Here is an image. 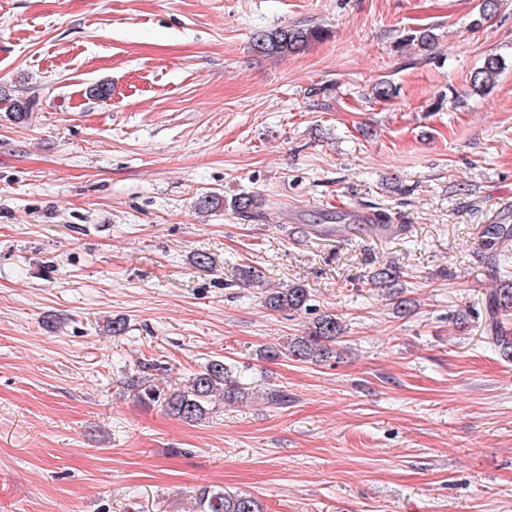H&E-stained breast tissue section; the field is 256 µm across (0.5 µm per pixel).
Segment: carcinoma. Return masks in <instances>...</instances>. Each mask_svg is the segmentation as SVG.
Returning <instances> with one entry per match:
<instances>
[{
    "label": "carcinoma",
    "instance_id": "1",
    "mask_svg": "<svg viewBox=\"0 0 512 512\" xmlns=\"http://www.w3.org/2000/svg\"><path fill=\"white\" fill-rule=\"evenodd\" d=\"M320 30L299 26L283 27L263 32L254 40L255 50L265 56L281 57L303 50L317 39ZM500 60L492 55L483 68L472 78L473 89L479 93L492 87L500 73ZM35 102H21L7 94L0 93V111L4 110L21 117H29L34 111ZM262 205V200L253 194H239L226 200L217 192L201 194L196 203L200 212L218 210L225 206L239 214H249ZM512 239V224H486L481 232V244L487 250L497 248L501 243ZM400 271L393 264L379 266L370 275V283L376 288L392 291L390 297L395 300L397 312L406 314L411 311L414 301L402 296L398 291ZM309 291L302 284L288 285L284 288L269 289L265 295V306L277 313L309 310ZM484 342L497 349L507 362L512 360V331L504 326L502 317L512 313V271H504L500 284L489 294L485 301ZM344 333L339 317L330 312L317 315L307 328L305 335L290 339L282 345H268L259 349L260 358L266 361H278L289 358L293 361H324L336 354L337 339ZM154 365L146 363L139 367L128 381L140 402L149 404L162 402L167 412L186 421L202 418L209 401L218 397L226 402H236L246 395V388L233 376V371L221 359L210 361L204 370L193 374L186 383L166 396L150 383ZM193 512H263L261 502L247 493L227 494L222 490L204 488L198 490Z\"/></svg>",
    "mask_w": 512,
    "mask_h": 512
}]
</instances>
